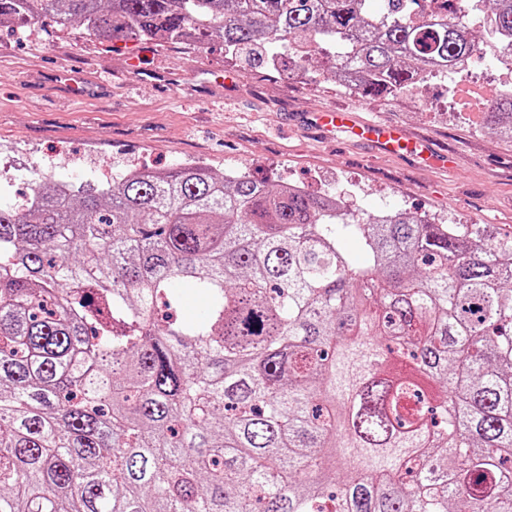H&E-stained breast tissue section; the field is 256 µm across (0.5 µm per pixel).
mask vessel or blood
<instances>
[{
  "label": "vessel or blood",
  "mask_w": 512,
  "mask_h": 512,
  "mask_svg": "<svg viewBox=\"0 0 512 512\" xmlns=\"http://www.w3.org/2000/svg\"><path fill=\"white\" fill-rule=\"evenodd\" d=\"M319 120L324 127L347 133L361 142L380 144L393 154L412 152L421 155L426 151L422 141L409 138L398 127L360 120L355 112L347 109L325 110Z\"/></svg>",
  "instance_id": "vessel-or-blood-1"
}]
</instances>
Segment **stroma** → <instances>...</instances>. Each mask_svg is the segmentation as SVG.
<instances>
[{
    "label": "stroma",
    "mask_w": 512,
    "mask_h": 512,
    "mask_svg": "<svg viewBox=\"0 0 512 512\" xmlns=\"http://www.w3.org/2000/svg\"><path fill=\"white\" fill-rule=\"evenodd\" d=\"M331 105L399 125L460 164L434 170L323 129L317 114ZM450 106L448 84L436 78L422 100L362 99L329 78L307 84L285 71L225 66L218 44L99 42L51 19L2 27L0 190L23 195L11 174L19 158L53 159L55 180L77 185L94 170L105 177L135 164L164 170L200 161L316 195L336 186L354 208L383 201L512 238V141L489 129L483 113Z\"/></svg>",
    "instance_id": "35a3bbf8"
}]
</instances>
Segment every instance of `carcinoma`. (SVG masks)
Segmentation results:
<instances>
[{
	"label": "carcinoma",
	"instance_id": "obj_1",
	"mask_svg": "<svg viewBox=\"0 0 512 512\" xmlns=\"http://www.w3.org/2000/svg\"><path fill=\"white\" fill-rule=\"evenodd\" d=\"M370 2L0 0V24L219 41L363 98L512 58V0L466 3L483 47ZM486 121L512 140V90ZM33 192L0 200V512H512V240L205 165Z\"/></svg>",
	"mask_w": 512,
	"mask_h": 512
}]
</instances>
